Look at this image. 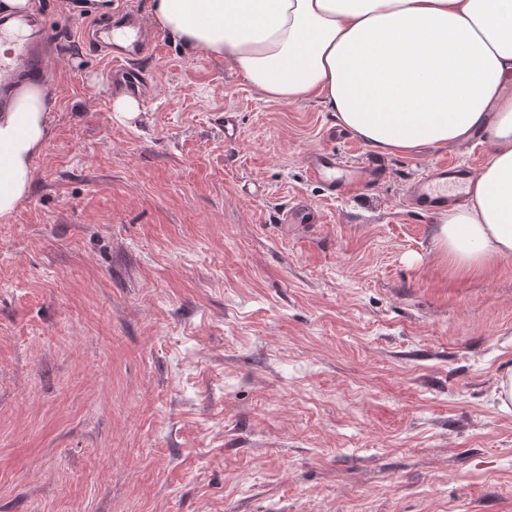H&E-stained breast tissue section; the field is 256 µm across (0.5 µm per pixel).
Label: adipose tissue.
<instances>
[{
	"mask_svg": "<svg viewBox=\"0 0 512 512\" xmlns=\"http://www.w3.org/2000/svg\"><path fill=\"white\" fill-rule=\"evenodd\" d=\"M148 18L266 100L317 99L377 152L490 134L469 204L432 242L456 273L512 258V0H150ZM56 108L36 75L0 107V217L27 198Z\"/></svg>",
	"mask_w": 512,
	"mask_h": 512,
	"instance_id": "1",
	"label": "adipose tissue"
}]
</instances>
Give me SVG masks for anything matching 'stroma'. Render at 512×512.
Instances as JSON below:
<instances>
[{"label":"stroma","mask_w":512,"mask_h":512,"mask_svg":"<svg viewBox=\"0 0 512 512\" xmlns=\"http://www.w3.org/2000/svg\"><path fill=\"white\" fill-rule=\"evenodd\" d=\"M125 13L148 0L39 14L57 109L0 218V512H512V260L450 273L405 204L435 161L481 171L488 138L328 196L305 155L364 141L170 39L113 112L84 33ZM295 201L318 222L280 223ZM495 398L500 410L512 413V370L499 375L495 386Z\"/></svg>","instance_id":"obj_1"}]
</instances>
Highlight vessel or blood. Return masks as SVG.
<instances>
[{
	"mask_svg": "<svg viewBox=\"0 0 512 512\" xmlns=\"http://www.w3.org/2000/svg\"><path fill=\"white\" fill-rule=\"evenodd\" d=\"M23 35L9 43L8 49L0 53V101L11 93L15 83L24 75L39 70L45 59L40 50L47 41L43 27L31 20L19 22ZM123 26L132 31L133 40L119 47L112 57V73L124 87L132 92L143 84L144 75L134 65L136 56L143 54L145 40L138 17H128ZM309 175L324 185L328 194L343 193L349 190H363L380 180L384 175V165L376 158L367 159L354 166L342 159L331 149L319 148L306 159ZM470 170H464L445 161L433 163L426 172L414 181L407 193V200L414 208L431 214L437 209L450 205H462L467 201L463 192L449 193L448 181L452 178H471Z\"/></svg>",
	"mask_w": 512,
	"mask_h": 512,
	"instance_id": "vessel-or-blood-1",
	"label": "vessel or blood"
}]
</instances>
